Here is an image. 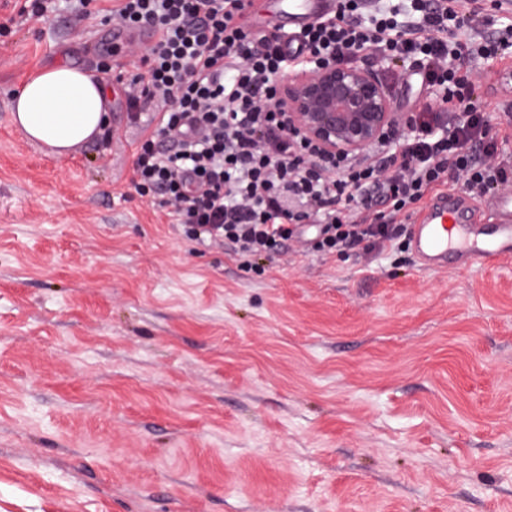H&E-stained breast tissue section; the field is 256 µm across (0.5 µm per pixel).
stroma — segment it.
I'll use <instances>...</instances> for the list:
<instances>
[{
    "mask_svg": "<svg viewBox=\"0 0 512 512\" xmlns=\"http://www.w3.org/2000/svg\"><path fill=\"white\" fill-rule=\"evenodd\" d=\"M0 512H512V258L297 243L242 267L132 186L112 27L0 0ZM64 62L111 85L65 157L12 122ZM512 159V47L465 62Z\"/></svg>",
    "mask_w": 512,
    "mask_h": 512,
    "instance_id": "1",
    "label": "stroma"
}]
</instances>
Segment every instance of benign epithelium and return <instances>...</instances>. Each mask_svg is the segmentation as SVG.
Instances as JSON below:
<instances>
[{"instance_id": "1", "label": "benign epithelium", "mask_w": 512, "mask_h": 512, "mask_svg": "<svg viewBox=\"0 0 512 512\" xmlns=\"http://www.w3.org/2000/svg\"><path fill=\"white\" fill-rule=\"evenodd\" d=\"M277 107L288 133L326 158L359 156L403 131L385 81L357 62L314 64L289 76L279 86Z\"/></svg>"}]
</instances>
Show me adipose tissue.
<instances>
[{
    "instance_id": "adipose-tissue-1",
    "label": "adipose tissue",
    "mask_w": 512,
    "mask_h": 512,
    "mask_svg": "<svg viewBox=\"0 0 512 512\" xmlns=\"http://www.w3.org/2000/svg\"><path fill=\"white\" fill-rule=\"evenodd\" d=\"M109 101L104 82L79 68L56 64L32 73L11 109L27 138L62 155L102 133Z\"/></svg>"
}]
</instances>
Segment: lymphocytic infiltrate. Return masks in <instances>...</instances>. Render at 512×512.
<instances>
[{
	"label": "lymphocytic infiltrate",
	"instance_id": "obj_1",
	"mask_svg": "<svg viewBox=\"0 0 512 512\" xmlns=\"http://www.w3.org/2000/svg\"><path fill=\"white\" fill-rule=\"evenodd\" d=\"M250 11L247 0H112L103 16L157 33L123 48L140 65L127 78L129 118L148 123L132 184L189 240L228 246L247 266L293 240L323 255L372 252L394 244L428 193L512 182L475 83L460 73L471 49L456 34L474 15L450 0H410L406 11L369 16L363 0H336L292 49L253 34ZM359 50L417 70L432 97L410 113L408 133L330 160L289 135L271 106L277 80L316 60L354 62Z\"/></svg>",
	"mask_w": 512,
	"mask_h": 512
}]
</instances>
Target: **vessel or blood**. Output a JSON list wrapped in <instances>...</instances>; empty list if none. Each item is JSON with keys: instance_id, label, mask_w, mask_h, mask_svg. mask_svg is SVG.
Wrapping results in <instances>:
<instances>
[{"instance_id": "1", "label": "vessel or blood", "mask_w": 512, "mask_h": 512, "mask_svg": "<svg viewBox=\"0 0 512 512\" xmlns=\"http://www.w3.org/2000/svg\"><path fill=\"white\" fill-rule=\"evenodd\" d=\"M336 9V0H278L274 28L296 37L308 24ZM492 225L473 224L456 197L442 193L416 216L412 236L421 267L434 270L455 262L485 266L512 257V187L503 189L491 206Z\"/></svg>"}]
</instances>
